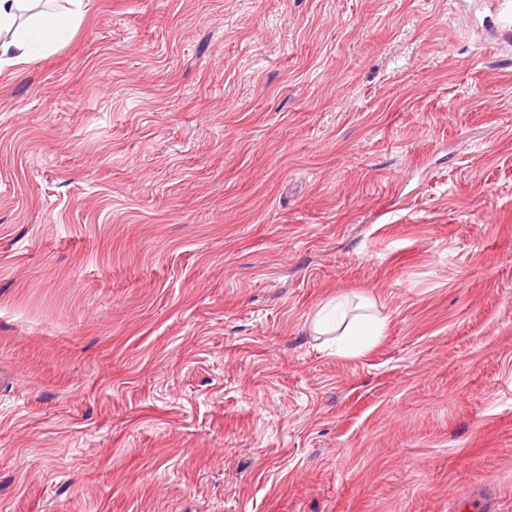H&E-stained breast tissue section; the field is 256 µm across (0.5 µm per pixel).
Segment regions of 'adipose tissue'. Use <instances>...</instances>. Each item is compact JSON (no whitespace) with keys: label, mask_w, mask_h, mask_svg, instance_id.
Here are the masks:
<instances>
[{"label":"adipose tissue","mask_w":512,"mask_h":512,"mask_svg":"<svg viewBox=\"0 0 512 512\" xmlns=\"http://www.w3.org/2000/svg\"><path fill=\"white\" fill-rule=\"evenodd\" d=\"M89 0H0V69L30 61L37 50H49L83 20ZM384 318L359 313L346 322L336 353H360L380 335Z\"/></svg>","instance_id":"obj_1"}]
</instances>
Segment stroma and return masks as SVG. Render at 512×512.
I'll return each instance as SVG.
<instances>
[{
	"label": "stroma",
	"mask_w": 512,
	"mask_h": 512,
	"mask_svg": "<svg viewBox=\"0 0 512 512\" xmlns=\"http://www.w3.org/2000/svg\"><path fill=\"white\" fill-rule=\"evenodd\" d=\"M501 19L91 0L0 71V512H512ZM336 313L345 322V310L343 301H336L334 307ZM385 318L370 313H358L349 322H345L342 332L336 339V355L347 356L358 354L366 348V344L372 342L380 335L384 326Z\"/></svg>",
	"instance_id": "obj_1"
}]
</instances>
